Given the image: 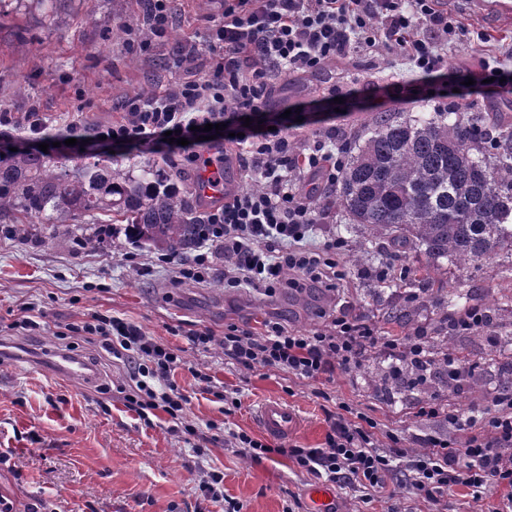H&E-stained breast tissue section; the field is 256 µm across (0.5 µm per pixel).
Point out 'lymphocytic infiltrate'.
Here are the masks:
<instances>
[{
	"label": "lymphocytic infiltrate",
	"mask_w": 512,
	"mask_h": 512,
	"mask_svg": "<svg viewBox=\"0 0 512 512\" xmlns=\"http://www.w3.org/2000/svg\"><path fill=\"white\" fill-rule=\"evenodd\" d=\"M457 28L442 0H224L207 55L175 57L178 79L170 90L127 98L119 105L121 121L84 134L71 123L67 135L88 152L126 149L169 159L197 147L199 127L223 124L220 141L241 158L243 178L254 187L226 192L223 205L203 214L207 229L196 254L162 256L174 282L206 280L220 260L230 288L246 285L270 294L279 288L332 289L340 278L336 257L345 242L334 237L319 246L308 244L329 210L307 185L317 177L336 183L346 165L348 140L331 129L296 148L287 119L269 105L268 78L284 70L314 71L358 50L381 52L413 64L424 81L378 86L375 94L426 101L433 89L430 77L443 68L448 37ZM47 124L37 112L21 121L1 112L0 142L26 148ZM169 131L178 133L179 142H165ZM76 330L99 337L107 351L129 362L136 385L126 398L128 409L143 420L156 410L179 419L188 398L173 381L184 363L177 350L111 315H93ZM188 341L202 348L219 344L225 359L245 370L262 367L310 380L350 368L376 348L397 365L423 358L426 351L423 337L384 336L343 314L310 335L269 322L260 333L231 327L219 339L205 330ZM486 403L484 411L468 414L438 403L421 407V415L466 432L461 448L431 435L405 460L399 450L378 446L374 421L339 413L329 420L323 447L288 448L284 454L302 470L347 488L379 490L388 477L400 476L425 502L458 486L499 489L498 512H512V394L493 390Z\"/></svg>",
	"instance_id": "f902f5d3"
}]
</instances>
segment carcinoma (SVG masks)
Listing matches in <instances>:
<instances>
[{
	"mask_svg": "<svg viewBox=\"0 0 512 512\" xmlns=\"http://www.w3.org/2000/svg\"><path fill=\"white\" fill-rule=\"evenodd\" d=\"M336 200L348 222L366 230L361 255L386 243L397 260L422 250L463 267L512 253V121L482 112L465 119L377 112L350 144ZM195 210L193 198L168 189L150 164L133 176L110 159L68 169L39 152L0 155V223L21 237L36 221L59 225L71 215L111 212L137 246L185 257L205 230ZM428 299L457 317L473 309L467 292L444 297L436 288ZM448 333L445 319L427 338L429 365L384 370L371 379L374 392L388 398L425 385L427 376L460 389L448 370Z\"/></svg>",
	"mask_w": 512,
	"mask_h": 512,
	"instance_id": "carcinoma-1",
	"label": "carcinoma"
}]
</instances>
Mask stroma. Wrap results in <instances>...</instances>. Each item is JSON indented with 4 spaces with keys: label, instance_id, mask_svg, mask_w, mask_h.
I'll list each match as a JSON object with an SVG mask.
<instances>
[{
    "label": "stroma",
    "instance_id": "obj_1",
    "mask_svg": "<svg viewBox=\"0 0 512 512\" xmlns=\"http://www.w3.org/2000/svg\"><path fill=\"white\" fill-rule=\"evenodd\" d=\"M445 4L461 26L437 74L438 87L450 92L449 110L512 116V95L479 81L459 87L452 79L459 71H479L485 59L512 72V18L488 16L478 0ZM173 8L175 22L158 39L141 20L139 0H55L46 11L33 0H6L0 5V106L18 113L38 106L55 131L78 116L89 125L117 120L121 100L144 86L162 91L175 80L159 60L206 52L207 22L221 18L224 10L222 0H174ZM132 16L140 18V26L113 37V30ZM144 41L149 44L145 52L139 49ZM415 78L404 61L360 52L345 64L328 62L310 73L275 75L270 104L290 111L289 135L302 143L333 125L361 131L376 112L409 117L433 111L430 102L381 95H362L358 106L336 110L335 97L361 92L365 84ZM93 229L86 220L59 227L38 224L22 240L0 224V342L13 349L0 357V452L9 453L17 465L16 471H0V493L18 501L47 498L57 512H224L223 501L205 498L200 490L207 472L216 470L224 475L226 498L239 502L241 512H315L308 491L321 485V478L299 469L279 450L321 447L327 415L340 404L377 422L382 446H389L385 434L390 431L402 452L412 455L426 435L465 439L447 422L420 416L421 406L435 402L474 411L485 407L487 392L500 381L491 366L499 347L481 332H461L455 339L458 355L475 368L466 392L430 384L398 403L380 400L369 386L386 364L376 350L350 370L313 381L263 368L245 371L225 360L219 345L199 349L188 342L195 331L220 337L231 326L261 330L268 320L310 334L341 308L384 336L430 334L444 312L422 295L409 303L406 326L385 324L386 311L401 298L379 288L373 275L386 257L383 248H370L359 262L349 249L343 252L338 263L344 278L337 291L285 288L270 297L257 288L225 287L220 271L202 283H173L157 253L131 244L120 229L97 250L79 248L78 237ZM436 285L470 291L476 304L494 309L497 323L512 326V256L503 254L476 268L440 261ZM23 302L39 308V330L13 328ZM96 313L123 318L182 349L186 365L174 380L189 398L183 423L161 412L147 425L129 411V366L108 354L96 337L74 333L68 341L58 340L66 327ZM67 345L98 370L93 385L70 383L49 372L46 355ZM196 369L210 375V391L201 390L192 375ZM224 390L237 392L240 406L227 408L217 397ZM271 399L300 416L302 426L294 436L271 439L272 453L258 462L223 443L228 429L262 437L256 411ZM188 424L215 437L207 457L195 456L196 440L184 431ZM335 495L338 512H495L499 506L494 491L470 488L439 493L421 505L394 478L379 493L339 488Z\"/></svg>",
    "mask_w": 512,
    "mask_h": 512
}]
</instances>
